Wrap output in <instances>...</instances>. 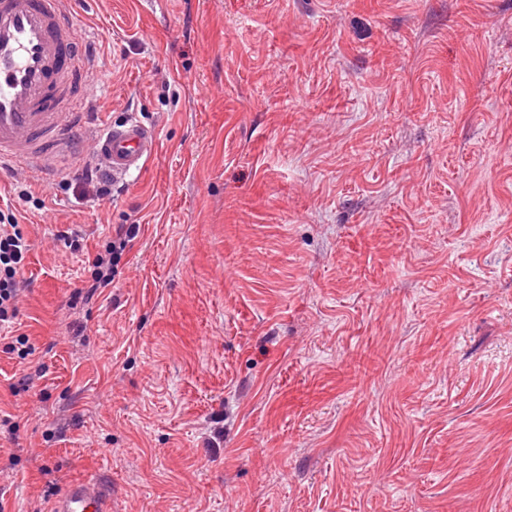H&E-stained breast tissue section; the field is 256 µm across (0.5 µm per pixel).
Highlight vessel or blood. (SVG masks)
Returning <instances> with one entry per match:
<instances>
[{
    "instance_id": "1",
    "label": "vessel or blood",
    "mask_w": 512,
    "mask_h": 512,
    "mask_svg": "<svg viewBox=\"0 0 512 512\" xmlns=\"http://www.w3.org/2000/svg\"><path fill=\"white\" fill-rule=\"evenodd\" d=\"M91 52L62 0H0V171L57 172L71 155L85 115ZM94 149L113 179L141 171L157 150L155 132L136 119L103 126ZM95 477L70 482L51 512H107Z\"/></svg>"
}]
</instances>
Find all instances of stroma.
Instances as JSON below:
<instances>
[{
    "label": "stroma",
    "mask_w": 512,
    "mask_h": 512,
    "mask_svg": "<svg viewBox=\"0 0 512 512\" xmlns=\"http://www.w3.org/2000/svg\"><path fill=\"white\" fill-rule=\"evenodd\" d=\"M77 15L99 64L79 157L0 179L31 246L0 512L89 474L111 512H512V0ZM133 117L143 171L73 190ZM115 231L116 237L105 245V253L98 252L91 261L88 260L92 271L84 286L86 299H92L97 292H102V288L112 284L113 262L118 254H122L120 251H124L129 242L137 237L139 227L135 224H120Z\"/></svg>",
    "instance_id": "stroma-1"
}]
</instances>
